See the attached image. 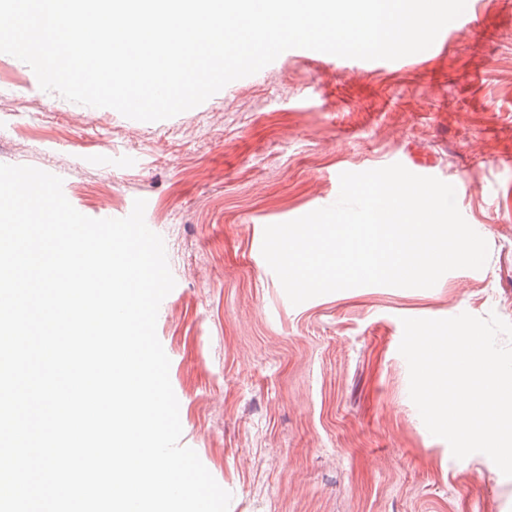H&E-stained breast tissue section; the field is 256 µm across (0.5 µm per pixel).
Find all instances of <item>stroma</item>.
Segmentation results:
<instances>
[{"label": "stroma", "instance_id": "stroma-1", "mask_svg": "<svg viewBox=\"0 0 512 512\" xmlns=\"http://www.w3.org/2000/svg\"><path fill=\"white\" fill-rule=\"evenodd\" d=\"M466 11L445 46L397 67L292 49L158 122L45 92L0 53V164L61 177L90 218L147 202L176 281L157 335L181 443L229 512H512V478L429 433L399 352L406 318L512 323V0ZM394 163L454 186L485 266L292 305L265 226L333 204L343 172Z\"/></svg>", "mask_w": 512, "mask_h": 512}]
</instances>
